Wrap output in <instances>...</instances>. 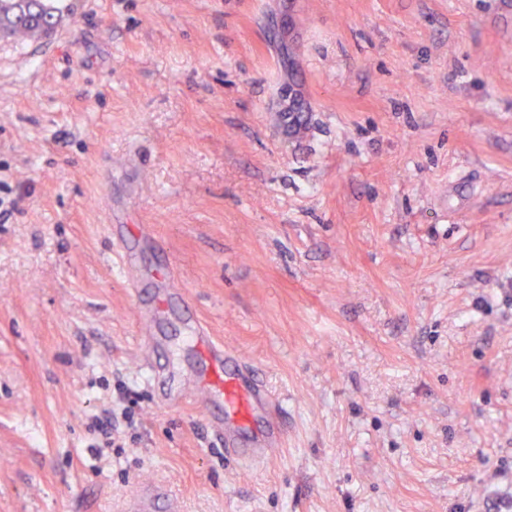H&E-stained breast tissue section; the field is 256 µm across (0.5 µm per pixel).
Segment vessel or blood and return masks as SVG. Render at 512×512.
<instances>
[{
  "mask_svg": "<svg viewBox=\"0 0 512 512\" xmlns=\"http://www.w3.org/2000/svg\"><path fill=\"white\" fill-rule=\"evenodd\" d=\"M143 244L158 252L165 249L160 239L139 232L116 239L123 267L133 265ZM130 285L150 291L139 309L143 343L140 368L154 398L164 404L192 403L205 407L208 427L223 444L227 457L244 468L264 461L271 450L284 443L287 435L277 416L278 396L253 374L236 351L210 336L193 312L186 293L174 287L173 277L165 267L139 270ZM161 319L181 323L183 330L177 343L198 357L204 368L199 380L188 384L179 378L167 338L155 333ZM261 412L266 415L263 425L255 427L249 447H242V432ZM122 512H182V504L166 487L149 482L125 501Z\"/></svg>",
  "mask_w": 512,
  "mask_h": 512,
  "instance_id": "b4317fda",
  "label": "vessel or blood"
}]
</instances>
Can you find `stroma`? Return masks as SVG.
I'll use <instances>...</instances> for the list:
<instances>
[{"label": "stroma", "instance_id": "35a3bbf8", "mask_svg": "<svg viewBox=\"0 0 512 512\" xmlns=\"http://www.w3.org/2000/svg\"><path fill=\"white\" fill-rule=\"evenodd\" d=\"M56 5L0 38V512L144 478L183 512H512V0ZM119 224L280 393L263 462L154 401ZM114 241L117 251L120 254L121 262L124 268L133 265L135 256L139 252L140 244H147L157 252L165 253L166 248L162 241L154 236H143L142 232L133 235L121 234ZM113 419L114 408H112V412L108 409H104L102 417L94 416L89 426L90 429H93L94 432L102 436L103 444L106 445L107 448H112V446L116 444L114 431L118 433V428L116 424H113Z\"/></svg>", "mask_w": 512, "mask_h": 512}]
</instances>
